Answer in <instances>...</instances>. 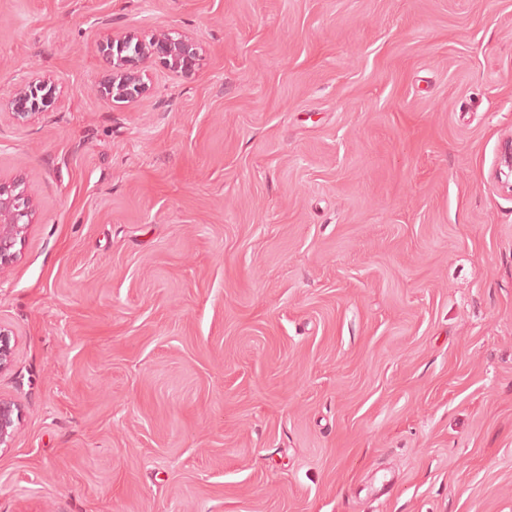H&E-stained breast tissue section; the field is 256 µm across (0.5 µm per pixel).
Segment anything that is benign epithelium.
I'll return each mask as SVG.
<instances>
[{
	"mask_svg": "<svg viewBox=\"0 0 512 512\" xmlns=\"http://www.w3.org/2000/svg\"><path fill=\"white\" fill-rule=\"evenodd\" d=\"M97 51L105 63L98 93L110 102H133L150 92V85L144 80V65L148 61L157 60L172 72L191 74L200 61L202 47L189 35L162 30L148 41L132 32H125L99 44ZM55 99L54 82L40 78L16 87L9 106L14 119L24 123L52 111ZM494 177L502 190L512 193L511 138L502 145ZM34 212L33 200L19 189V183L0 181V271L17 259L15 246L24 239ZM14 347L13 332L0 324V373L12 365ZM20 416L19 404L0 395L1 451L11 447Z\"/></svg>",
	"mask_w": 512,
	"mask_h": 512,
	"instance_id": "7a95c632",
	"label": "benign epithelium"
}]
</instances>
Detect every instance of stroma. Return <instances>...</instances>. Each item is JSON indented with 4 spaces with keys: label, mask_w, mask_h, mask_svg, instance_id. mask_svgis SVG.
I'll return each instance as SVG.
<instances>
[{
    "label": "stroma",
    "mask_w": 512,
    "mask_h": 512,
    "mask_svg": "<svg viewBox=\"0 0 512 512\" xmlns=\"http://www.w3.org/2000/svg\"><path fill=\"white\" fill-rule=\"evenodd\" d=\"M510 137L512 0H0V512H512ZM97 51L105 63L98 93L110 102H133L150 92L143 69L148 61L158 60L169 71L191 74L200 61L202 47L189 35L161 30L149 41L125 32L100 43ZM56 99V85L49 78L28 81L16 87L11 95V114L19 123L51 112ZM494 177L502 190L512 193V139H507L501 149L499 167ZM18 187L17 182L0 180V271L17 259L15 246L24 239L34 217L33 200ZM21 416L18 403L0 395V450L10 448Z\"/></svg>",
    "instance_id": "1"
}]
</instances>
